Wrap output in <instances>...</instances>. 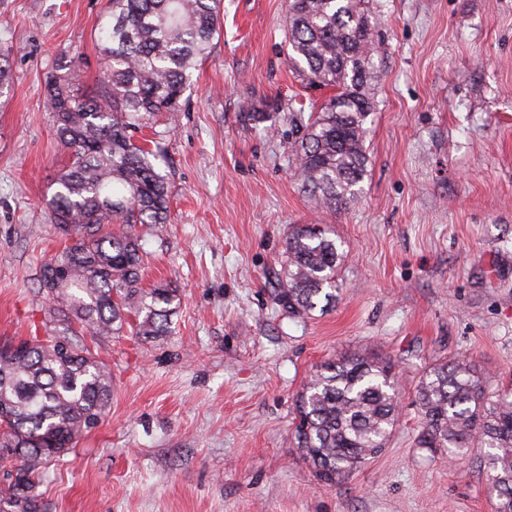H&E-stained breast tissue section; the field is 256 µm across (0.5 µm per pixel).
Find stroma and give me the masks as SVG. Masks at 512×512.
<instances>
[{"mask_svg": "<svg viewBox=\"0 0 512 512\" xmlns=\"http://www.w3.org/2000/svg\"><path fill=\"white\" fill-rule=\"evenodd\" d=\"M106 0H0V343L43 319L49 222L69 156L45 107L70 68L100 93ZM288 0H224L220 35L165 149L169 218L144 229L143 288L178 299L158 338L85 342L112 371V401L48 463L47 512H496L487 451L418 447L417 385L462 357L489 391L512 389V0H372L370 162L359 196L331 211L289 161L292 108H316L289 67ZM272 113L271 131L246 121ZM317 224L344 254L336 301L292 315L274 290L290 225ZM388 361L400 414L384 450L321 482L295 451L294 401L327 362Z\"/></svg>", "mask_w": 512, "mask_h": 512, "instance_id": "obj_1", "label": "stroma"}]
</instances>
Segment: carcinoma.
<instances>
[{
    "label": "carcinoma",
    "instance_id": "cac0c4a2",
    "mask_svg": "<svg viewBox=\"0 0 512 512\" xmlns=\"http://www.w3.org/2000/svg\"><path fill=\"white\" fill-rule=\"evenodd\" d=\"M224 0H107L98 38L106 59L101 94L84 97L69 73L48 81L46 102L70 150L55 181L51 223L73 241L46 263L40 290L49 336L0 346V512H46L44 464L69 453L107 415L112 372L84 343L128 331L155 338L170 329L177 290L141 288L143 238L137 225L166 223L169 189L136 133L159 112L169 119L191 70L220 31ZM289 60L311 87L336 94L317 111L288 112L292 162L303 189L339 210L357 197L369 161L365 146L376 78L369 0H289ZM120 224L118 233L104 231ZM284 279L275 298L294 315L336 301L343 255L336 240L293 224ZM421 448H487L497 512H512V391L486 392L475 367L450 359L418 386ZM295 447L333 485L380 453L397 423L390 366L355 354L327 363L297 399Z\"/></svg>",
    "mask_w": 512,
    "mask_h": 512
}]
</instances>
